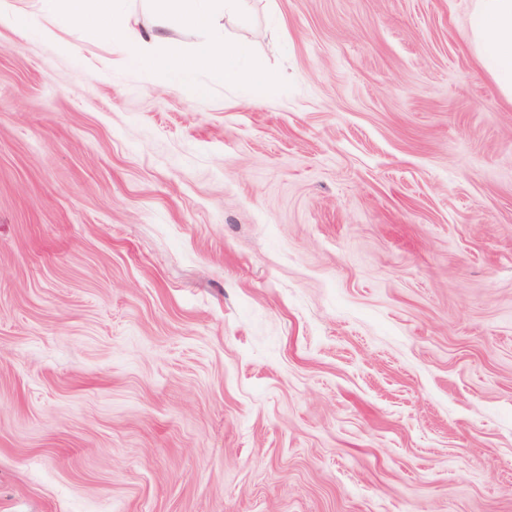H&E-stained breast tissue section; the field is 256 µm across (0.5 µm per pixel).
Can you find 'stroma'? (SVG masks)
Segmentation results:
<instances>
[{"mask_svg": "<svg viewBox=\"0 0 512 512\" xmlns=\"http://www.w3.org/2000/svg\"><path fill=\"white\" fill-rule=\"evenodd\" d=\"M13 4L0 512H512V104L474 0H241L213 34L273 80L197 98Z\"/></svg>", "mask_w": 512, "mask_h": 512, "instance_id": "obj_1", "label": "stroma"}]
</instances>
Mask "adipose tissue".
Returning a JSON list of instances; mask_svg holds the SVG:
<instances>
[{"mask_svg": "<svg viewBox=\"0 0 512 512\" xmlns=\"http://www.w3.org/2000/svg\"><path fill=\"white\" fill-rule=\"evenodd\" d=\"M71 23L88 34L111 36L113 43L127 44L129 58L138 65L162 66L190 79L194 70L219 72L225 83L244 81L246 71L238 59L240 48L215 41L202 42L193 59H186L177 43H170L165 57L157 59L134 45L126 24L119 21L107 0H59ZM157 11L181 26L208 30L218 9L233 10L238 0H152ZM472 42L481 70L512 103V0H476L469 19Z\"/></svg>", "mask_w": 512, "mask_h": 512, "instance_id": "obj_1", "label": "adipose tissue"}]
</instances>
